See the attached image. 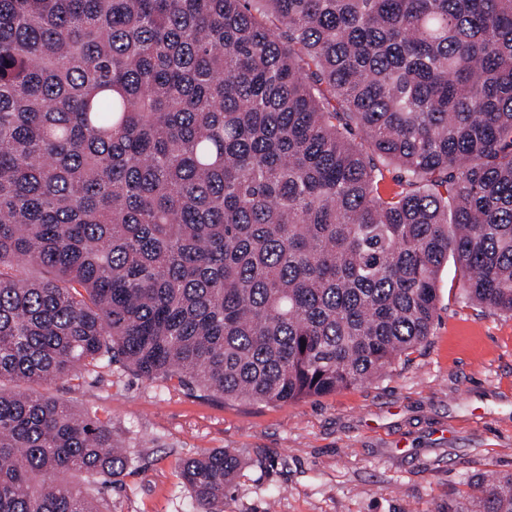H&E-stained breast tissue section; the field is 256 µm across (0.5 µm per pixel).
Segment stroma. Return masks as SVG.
Segmentation results:
<instances>
[{
  "instance_id": "stroma-1",
  "label": "stroma",
  "mask_w": 512,
  "mask_h": 512,
  "mask_svg": "<svg viewBox=\"0 0 512 512\" xmlns=\"http://www.w3.org/2000/svg\"><path fill=\"white\" fill-rule=\"evenodd\" d=\"M432 334L382 377L280 405L164 391L121 369L51 391L110 419L131 463L106 512H197L177 469L204 450L243 461L224 512H474L470 483L512 474V316L438 275Z\"/></svg>"
}]
</instances>
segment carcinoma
<instances>
[{
	"label": "carcinoma",
	"instance_id": "1",
	"mask_svg": "<svg viewBox=\"0 0 512 512\" xmlns=\"http://www.w3.org/2000/svg\"><path fill=\"white\" fill-rule=\"evenodd\" d=\"M450 256L512 315V0H0V512L130 463L52 384L328 395L428 340ZM240 467L179 464L199 512Z\"/></svg>",
	"mask_w": 512,
	"mask_h": 512
}]
</instances>
